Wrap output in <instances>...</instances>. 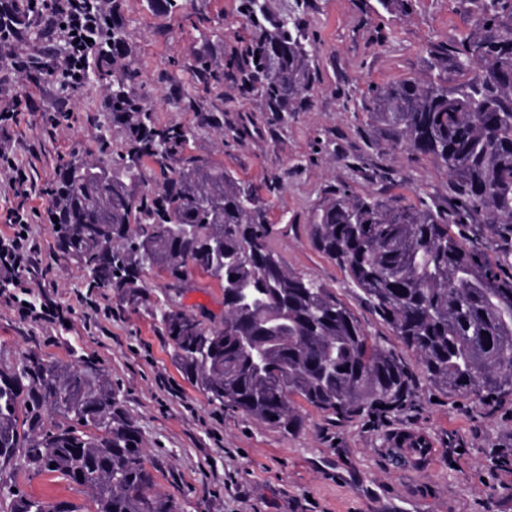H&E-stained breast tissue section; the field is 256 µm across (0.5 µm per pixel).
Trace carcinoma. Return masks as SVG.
Returning a JSON list of instances; mask_svg holds the SVG:
<instances>
[{"label":"carcinoma","instance_id":"carcinoma-1","mask_svg":"<svg viewBox=\"0 0 512 512\" xmlns=\"http://www.w3.org/2000/svg\"><path fill=\"white\" fill-rule=\"evenodd\" d=\"M471 21L460 43L427 48L432 72L364 96L369 130L413 156L431 158L450 180L451 203L421 208L396 197L328 192L314 208L309 238L334 261L368 308L418 357L429 386L452 396L512 395V0H462ZM250 43L224 68L199 71L204 84L228 79L280 120L301 111L316 81L309 37L286 18L270 21L261 0H245ZM125 43L94 47L95 77L112 88L111 119L130 132L111 165L70 159L45 189L60 252L92 288L139 302L142 274L181 282L193 268L224 290V319L205 325L174 305L159 310L173 361L208 400L284 433L304 426L297 401L353 418L407 401L411 369L402 352L364 330L325 284L288 267L258 192L221 165L182 154L191 130L157 127L130 94L135 72L105 66ZM460 76L448 86V67ZM161 187L137 194L143 164ZM192 233L172 235L170 225ZM490 233L495 257L458 228ZM257 297L243 302L238 290ZM58 474L91 490V512H175L155 491L145 439L120 390L90 358L49 359L26 350L0 358V512H78L15 492L19 472Z\"/></svg>","mask_w":512,"mask_h":512}]
</instances>
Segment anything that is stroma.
<instances>
[{
    "instance_id": "35a3bbf8",
    "label": "stroma",
    "mask_w": 512,
    "mask_h": 512,
    "mask_svg": "<svg viewBox=\"0 0 512 512\" xmlns=\"http://www.w3.org/2000/svg\"><path fill=\"white\" fill-rule=\"evenodd\" d=\"M265 2L272 14L299 16L314 41L312 105L288 122L236 85L214 88L196 77L198 67L222 68L242 48V0H187L177 8L165 0H118L126 41L115 65L136 71L132 90L160 125L193 130L186 154L222 164L256 187L278 229L274 246L291 269L332 288L378 343L397 345L345 273L313 248L307 224L330 186L348 184L358 195L396 196L416 207L447 202L448 176L429 158L370 145L361 101L368 86L428 76L429 44L459 42L471 23L459 0H413L405 13L383 9L380 0ZM194 11L204 22H192ZM23 38L38 65L12 71L10 89L32 109L0 131V144L26 169L29 196L16 197L0 171V234L9 231L7 210L24 205L36 268L24 274V286L0 291V359L34 350L97 361L142 429L147 459L160 466L157 489L173 497L177 512H512V475L493 474L485 459L486 449L512 448V396L488 407L439 392L407 350L413 395L402 410L343 419L305 405L303 429L285 434L211 404L173 363L154 309L169 297L205 324L219 323L224 293L209 278L191 272L172 289L165 276L146 273L136 306L120 304L106 288L88 292L85 272L57 249L45 188L72 156L118 159L127 128L102 125L106 83L89 77L73 90L49 75L63 50L59 37L32 25ZM218 103L219 126L205 124ZM20 294L38 306L68 307L67 323L20 317L10 303ZM398 429L433 438L436 457L424 474L395 469L387 438ZM454 448L462 454L452 465ZM16 481L26 493L70 502L80 512L91 505L86 487L53 475L20 473Z\"/></svg>"
}]
</instances>
